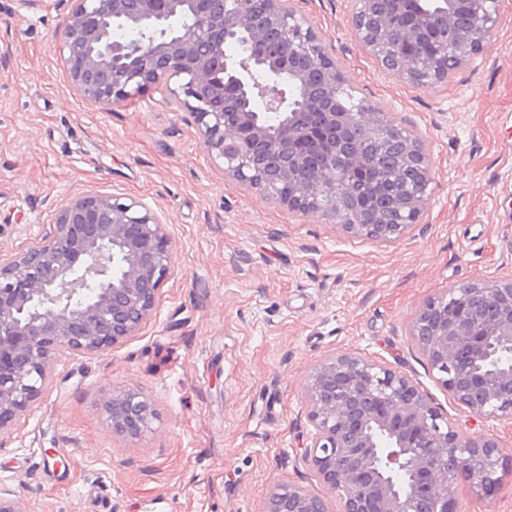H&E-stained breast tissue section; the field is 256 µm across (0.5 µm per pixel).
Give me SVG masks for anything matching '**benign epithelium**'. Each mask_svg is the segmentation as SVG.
I'll return each instance as SVG.
<instances>
[{
  "label": "benign epithelium",
  "mask_w": 512,
  "mask_h": 512,
  "mask_svg": "<svg viewBox=\"0 0 512 512\" xmlns=\"http://www.w3.org/2000/svg\"><path fill=\"white\" fill-rule=\"evenodd\" d=\"M58 33L71 84L107 110L142 89L162 87L192 114L208 156L239 182L302 215L319 213L356 237L402 239L418 223L432 182L430 154L417 136L401 141L388 167L414 185L397 192L378 183L374 199L348 214L320 200L346 203L357 176L377 168L367 146L381 120L369 106L338 100L345 76L320 36L290 0H69ZM393 0L413 18L394 31L379 0H354L351 33L386 69L407 82L441 83L486 40L460 0ZM494 25L501 0H479ZM142 30L116 42L112 21ZM448 29L453 54L430 53L424 33ZM239 41L240 53L224 46ZM280 53L259 57L264 42ZM281 115L271 127L255 98ZM82 266L99 293L88 307L67 303ZM172 241L160 217L140 201L86 192L55 216L53 230L10 261L0 262V436L14 430L54 378L60 354H97L136 335L152 318L172 275ZM512 280L476 279L426 299L411 334L438 382L476 416L512 420ZM304 395L313 426L306 459L338 512H457L465 474L491 494L498 470L512 463L492 438L462 439L404 373L349 353L335 354L307 376ZM112 432L131 440L158 415L134 389L111 390L99 403ZM0 512H29L0 491ZM263 512H328L323 497L287 482L269 491Z\"/></svg>",
  "instance_id": "1"
}]
</instances>
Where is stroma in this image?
<instances>
[{"mask_svg":"<svg viewBox=\"0 0 512 512\" xmlns=\"http://www.w3.org/2000/svg\"><path fill=\"white\" fill-rule=\"evenodd\" d=\"M356 96L424 141L427 207L396 242L281 207L209 158L188 112L159 89L106 111L72 87L56 42L68 0H0V260L51 229L73 197L136 198L160 213L174 273L152 319L114 349L67 353L25 422L0 436V489L29 512H262L278 481L324 488L304 459L305 379L350 353L405 372L461 438L512 457V420L478 418L436 380L409 324L449 285L512 277V0L448 79L384 72L350 32L351 0H292ZM159 413L112 433L105 391ZM461 512H512V472Z\"/></svg>","mask_w":512,"mask_h":512,"instance_id":"1","label":"stroma"}]
</instances>
